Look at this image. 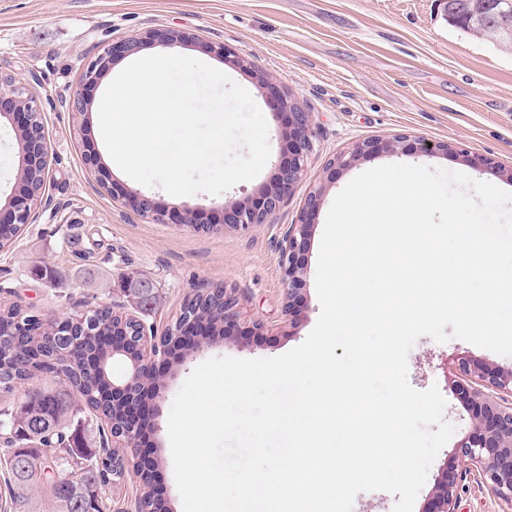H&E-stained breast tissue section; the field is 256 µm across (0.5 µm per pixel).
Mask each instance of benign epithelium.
Segmentation results:
<instances>
[{
    "instance_id": "benign-epithelium-1",
    "label": "benign epithelium",
    "mask_w": 512,
    "mask_h": 512,
    "mask_svg": "<svg viewBox=\"0 0 512 512\" xmlns=\"http://www.w3.org/2000/svg\"><path fill=\"white\" fill-rule=\"evenodd\" d=\"M185 34L164 28L147 30L143 35L126 41L112 43L91 59L84 67L81 82L84 86L95 85L117 56L135 51L142 44L162 43L176 45L183 42ZM9 80L12 87L0 90V120L9 121L18 134L26 135L35 150L21 153V167L38 166L43 176H48L50 157L42 121L40 98L30 90L29 84L14 77L0 76V82ZM268 98L277 103L274 120L288 140V156L277 167L273 181L257 195L241 203L224 207L222 226L247 229L254 224L267 223L270 216L280 209L294 185L305 172L307 157L312 150V117L298 105L284 102V92L278 81L270 76L261 79ZM401 143V138L387 140L373 138L357 144L347 154L339 155L326 165V180L333 182L343 170L361 159L387 153ZM466 162L496 174L504 169L492 158L484 155H465ZM102 188L112 197L123 200L136 213L145 217L159 218L174 224H195L199 209L185 205L176 213L161 209L153 199L144 195H131L108 184ZM45 184L19 188L0 207V225H20L27 228L34 219V210L44 197ZM322 188L310 192L305 202L303 219L292 224L285 232L279 253V264L287 284L288 313L295 312L301 299L303 276L306 273L305 254L308 251L311 224L309 216L319 208ZM224 336L239 332L237 301L232 292L224 291L221 299ZM212 335L207 320L195 313L181 312L174 327L163 336L153 330L146 331L139 320L124 330L121 342L112 346V356L123 358L129 364V373L121 380L112 382V400L126 403L124 421L112 427V441L136 446L141 442L144 424L149 421L150 411L146 403L138 402L141 374L151 373L160 381L165 375L168 353L176 347L185 349L188 356L206 345L205 337ZM456 384L454 394L468 408L473 418V429L456 445L457 459L468 471H475L488 478L501 498L512 501V370L503 371L474 359L459 356L454 361ZM461 473L452 467L439 483L430 507L425 512H457V484Z\"/></svg>"
}]
</instances>
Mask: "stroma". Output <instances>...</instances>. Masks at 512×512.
<instances>
[{"instance_id":"stroma-1","label":"stroma","mask_w":512,"mask_h":512,"mask_svg":"<svg viewBox=\"0 0 512 512\" xmlns=\"http://www.w3.org/2000/svg\"><path fill=\"white\" fill-rule=\"evenodd\" d=\"M153 28L186 32L174 47H144L147 55L174 52L224 71L246 88L263 115L274 105L261 85L276 77L292 102L312 114L313 150L303 178L267 223L248 230H221L225 206L245 201L270 184L288 154V142L270 125V157L253 180L224 193L174 197L160 186L128 177L110 157L100 133L103 93L129 64L117 57L97 86L82 88L87 61L111 43ZM231 48L244 62L234 67L212 53ZM28 80L42 104L52 160L41 206L26 232L0 252V304H17L39 316H66L108 306L130 313L127 275L152 283L157 307L142 320L157 330L173 326L197 290L223 286L238 300L240 336L214 343L173 365L155 400L158 430L150 446L161 465L158 484L171 512H183L176 488L167 420L185 379L211 357L270 358L301 344L321 305L315 288L320 240L336 194L359 173L406 163L459 171L512 193V180L474 169L463 153L493 158L512 170V51L448 25L437 0H0V73ZM83 93L87 107L74 119L68 101ZM402 137L396 151L363 159L331 183L323 171L337 155L370 138ZM420 140L454 143V154L424 155ZM98 168L84 162L86 150ZM18 134L0 122V204L18 187ZM112 184L152 198L171 210L200 209V227L161 223L138 215L104 189ZM323 187L305 255L304 301L297 315L285 310L286 286L278 262L288 225L298 223L309 193ZM469 356L501 369L512 357L458 338L439 343L428 336L411 349L408 381L420 391L438 386L447 401L445 419L455 431L432 462L413 512H424L455 447L473 428L465 405L453 394L446 363ZM458 512H512L493 485L473 474L457 487Z\"/></svg>"}]
</instances>
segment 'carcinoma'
Instances as JSON below:
<instances>
[{"instance_id": "1", "label": "carcinoma", "mask_w": 512, "mask_h": 512, "mask_svg": "<svg viewBox=\"0 0 512 512\" xmlns=\"http://www.w3.org/2000/svg\"><path fill=\"white\" fill-rule=\"evenodd\" d=\"M448 22L476 36L496 33L494 40L512 44V0H466V7L448 10ZM195 313L218 318L211 295L196 292L185 301ZM80 336H61L52 320L30 315L16 305L0 306V391L9 393L37 374L63 378L55 391L36 392L22 405L7 411L18 440L0 444V465L12 489L10 512H105L102 497L107 462L95 466L96 449L80 421L87 407L107 423L123 420L121 407L105 397L110 389L108 363L112 343L100 325L114 326L104 311ZM33 461L19 475L16 460ZM139 499L149 512H169L165 499L151 494L149 484Z\"/></svg>"}]
</instances>
